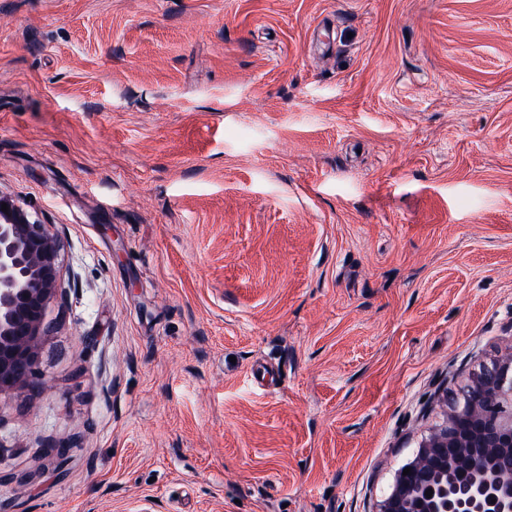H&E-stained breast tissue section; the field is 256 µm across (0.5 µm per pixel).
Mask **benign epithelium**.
<instances>
[{
	"label": "benign epithelium",
	"instance_id": "obj_1",
	"mask_svg": "<svg viewBox=\"0 0 512 512\" xmlns=\"http://www.w3.org/2000/svg\"><path fill=\"white\" fill-rule=\"evenodd\" d=\"M0 210V396L37 384L60 285L59 242L7 198ZM512 355L480 366L405 467L379 512H512ZM433 494L426 495V490Z\"/></svg>",
	"mask_w": 512,
	"mask_h": 512
}]
</instances>
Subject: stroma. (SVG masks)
Instances as JSON below:
<instances>
[{
    "mask_svg": "<svg viewBox=\"0 0 512 512\" xmlns=\"http://www.w3.org/2000/svg\"><path fill=\"white\" fill-rule=\"evenodd\" d=\"M0 197V512H378L512 354V0H0ZM24 212L0 198V397L37 384L46 313L61 289L59 242Z\"/></svg>",
    "mask_w": 512,
    "mask_h": 512,
    "instance_id": "35a3bbf8",
    "label": "stroma"
}]
</instances>
